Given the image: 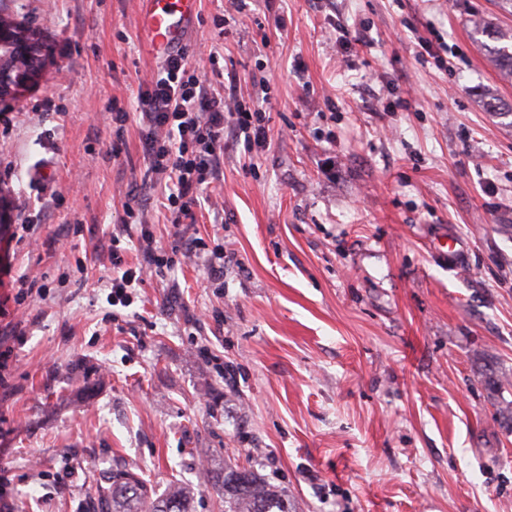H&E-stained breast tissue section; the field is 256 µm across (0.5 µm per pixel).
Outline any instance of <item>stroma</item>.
<instances>
[{
	"mask_svg": "<svg viewBox=\"0 0 512 512\" xmlns=\"http://www.w3.org/2000/svg\"><path fill=\"white\" fill-rule=\"evenodd\" d=\"M54 45L45 81L0 105V198L43 277L0 387V512H92L132 466L191 512H224L225 468L291 512H512V80L471 21L501 0H201L184 38L217 54L270 141L225 136L192 231L234 254L108 303L107 252L137 263V205L174 229L145 158L139 80L160 62L135 0H15ZM371 45L340 50L343 31ZM445 43L443 63L419 40ZM53 110H45L44 101ZM127 112L116 133L110 107Z\"/></svg>",
	"mask_w": 512,
	"mask_h": 512,
	"instance_id": "35a3bbf8",
	"label": "stroma"
}]
</instances>
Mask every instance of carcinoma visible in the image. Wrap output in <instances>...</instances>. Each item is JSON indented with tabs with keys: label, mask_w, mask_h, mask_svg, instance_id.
I'll return each instance as SVG.
<instances>
[{
	"label": "carcinoma",
	"mask_w": 512,
	"mask_h": 512,
	"mask_svg": "<svg viewBox=\"0 0 512 512\" xmlns=\"http://www.w3.org/2000/svg\"><path fill=\"white\" fill-rule=\"evenodd\" d=\"M500 45L484 46L496 66L512 78V30L498 31ZM47 37L40 30L18 19V13L0 4V96L8 95L15 80L25 76L42 56ZM224 512H288V499L275 486L250 470L224 471ZM97 512H190L182 489L154 499L131 470L109 469L99 475Z\"/></svg>",
	"instance_id": "1"
}]
</instances>
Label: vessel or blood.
<instances>
[{
	"label": "vessel or blood",
	"instance_id": "b4317fda",
	"mask_svg": "<svg viewBox=\"0 0 512 512\" xmlns=\"http://www.w3.org/2000/svg\"><path fill=\"white\" fill-rule=\"evenodd\" d=\"M198 5L199 0H137L141 27L156 53L167 54L181 48Z\"/></svg>",
	"mask_w": 512,
	"mask_h": 512
}]
</instances>
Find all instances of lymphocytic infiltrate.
<instances>
[{
  "label": "lymphocytic infiltrate",
  "instance_id": "obj_1",
  "mask_svg": "<svg viewBox=\"0 0 512 512\" xmlns=\"http://www.w3.org/2000/svg\"><path fill=\"white\" fill-rule=\"evenodd\" d=\"M204 68L190 63L185 53L166 55L159 67L142 79L140 113L148 128L144 148L151 172L172 190L166 208L176 229L169 246H162L146 225H139L138 244L143 261L126 266L117 247H110L112 302L129 306L132 288L147 278L163 277L180 261L205 257L214 278L224 276L231 256L223 247L208 248L198 237H186L184 220L192 218L202 192L216 174L215 160L224 148V129L232 127L245 148H262L269 141L265 111L248 110L235 93L210 92Z\"/></svg>",
  "mask_w": 512,
  "mask_h": 512
}]
</instances>
